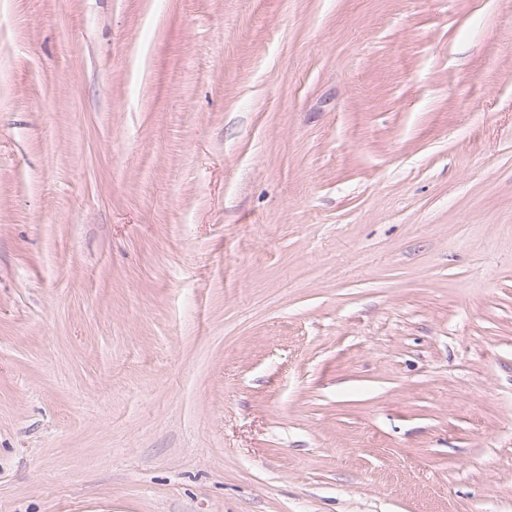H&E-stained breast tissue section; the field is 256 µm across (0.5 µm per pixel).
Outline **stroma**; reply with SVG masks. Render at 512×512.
<instances>
[{
	"label": "stroma",
	"mask_w": 512,
	"mask_h": 512,
	"mask_svg": "<svg viewBox=\"0 0 512 512\" xmlns=\"http://www.w3.org/2000/svg\"><path fill=\"white\" fill-rule=\"evenodd\" d=\"M0 512H512V0H0Z\"/></svg>",
	"instance_id": "obj_1"
}]
</instances>
